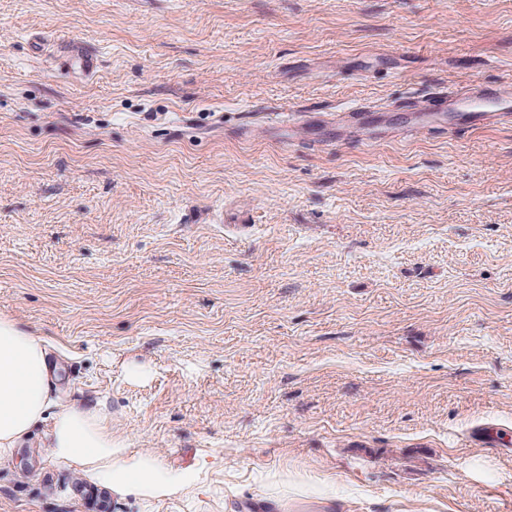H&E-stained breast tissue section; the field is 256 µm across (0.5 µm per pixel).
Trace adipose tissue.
<instances>
[{
  "mask_svg": "<svg viewBox=\"0 0 512 512\" xmlns=\"http://www.w3.org/2000/svg\"><path fill=\"white\" fill-rule=\"evenodd\" d=\"M56 374L42 340L15 321L0 318V457L11 454L32 429L48 422L56 458L90 473L105 487L151 497L175 493L181 476L147 457H126L97 411L56 402Z\"/></svg>",
  "mask_w": 512,
  "mask_h": 512,
  "instance_id": "ef3b65f1",
  "label": "adipose tissue"
}]
</instances>
